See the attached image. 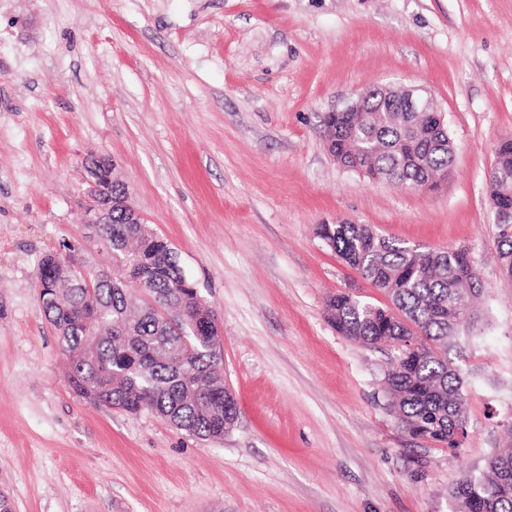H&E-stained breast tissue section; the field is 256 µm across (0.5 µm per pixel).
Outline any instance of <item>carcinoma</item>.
<instances>
[{
	"mask_svg": "<svg viewBox=\"0 0 512 512\" xmlns=\"http://www.w3.org/2000/svg\"><path fill=\"white\" fill-rule=\"evenodd\" d=\"M330 112L328 150L339 162L372 179L433 185L448 171L453 146L431 133L415 112ZM512 174V139L499 142L490 175L493 205L512 208V193L497 174ZM320 237L347 265L390 299L377 306L338 292L327 301L336 331L366 347L387 348V406L404 432L441 447L458 448L467 436L463 378L448 359L450 341L474 325L479 277L464 247L425 249L392 240L365 224H322ZM112 270L75 278L66 259L46 254L37 281L45 317L58 331L79 395L127 413L151 411L204 440H221L239 409L212 357L217 320L195 301L170 243L145 224H131L112 207L100 226ZM498 257L512 278V226L498 234ZM455 512H512V453L493 454L485 470L452 487Z\"/></svg>",
	"mask_w": 512,
	"mask_h": 512,
	"instance_id": "cac0c4a2",
	"label": "carcinoma"
}]
</instances>
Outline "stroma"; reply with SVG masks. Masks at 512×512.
Instances as JSON below:
<instances>
[{
    "label": "stroma",
    "instance_id": "obj_1",
    "mask_svg": "<svg viewBox=\"0 0 512 512\" xmlns=\"http://www.w3.org/2000/svg\"><path fill=\"white\" fill-rule=\"evenodd\" d=\"M428 91L454 159L414 191L335 162L327 113L362 88ZM512 136V0H0V491L13 512H452L512 428V282L487 173ZM112 160L221 327L240 410L223 441L77 396L38 301L44 254L112 260L83 222L84 162ZM365 224L469 249L476 341L448 357L468 435L411 438L389 356L326 301L388 297L317 234ZM492 212L494 213L495 217V224H497L499 229L498 234V257L500 260V264L503 270V273L506 277L512 278V223L511 224H505L504 222V216L500 214L497 210H495L493 207L491 208ZM500 225H510L508 232H502V227Z\"/></svg>",
    "mask_w": 512,
    "mask_h": 512
}]
</instances>
